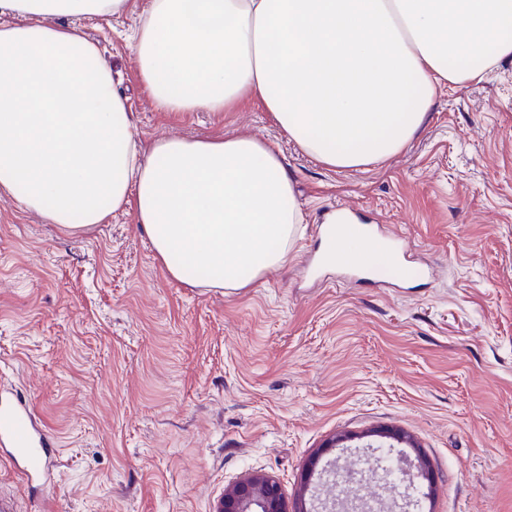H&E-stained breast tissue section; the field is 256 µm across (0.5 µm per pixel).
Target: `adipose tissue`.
<instances>
[{"mask_svg":"<svg viewBox=\"0 0 512 512\" xmlns=\"http://www.w3.org/2000/svg\"><path fill=\"white\" fill-rule=\"evenodd\" d=\"M132 4L0 0V191L67 233L131 209L172 278L250 287L304 221L285 160L252 137L133 140L110 63L72 25ZM134 51L160 111L252 96L305 153L357 169L403 149L440 87L512 58V0H151ZM336 233V262L394 266Z\"/></svg>","mask_w":512,"mask_h":512,"instance_id":"ef3b65f1","label":"adipose tissue"}]
</instances>
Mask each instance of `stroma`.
<instances>
[{
  "mask_svg": "<svg viewBox=\"0 0 512 512\" xmlns=\"http://www.w3.org/2000/svg\"><path fill=\"white\" fill-rule=\"evenodd\" d=\"M139 16L82 21L132 136H254L285 159L305 216L287 264L227 292L172 279L127 210L65 234L0 195V383L30 400L60 465L25 512H213L255 471L286 503L334 439L402 431L422 512H512V60L441 90L397 155L333 170L270 113L162 112L131 47ZM404 239L416 275L318 264L337 203Z\"/></svg>",
  "mask_w": 512,
  "mask_h": 512,
  "instance_id": "obj_1",
  "label": "stroma"
}]
</instances>
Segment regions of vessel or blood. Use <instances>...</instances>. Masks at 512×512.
I'll return each mask as SVG.
<instances>
[{
	"label": "vessel or blood",
	"instance_id": "1",
	"mask_svg": "<svg viewBox=\"0 0 512 512\" xmlns=\"http://www.w3.org/2000/svg\"><path fill=\"white\" fill-rule=\"evenodd\" d=\"M59 450L19 392L0 389V465L19 477L28 491L47 492Z\"/></svg>",
	"mask_w": 512,
	"mask_h": 512
}]
</instances>
